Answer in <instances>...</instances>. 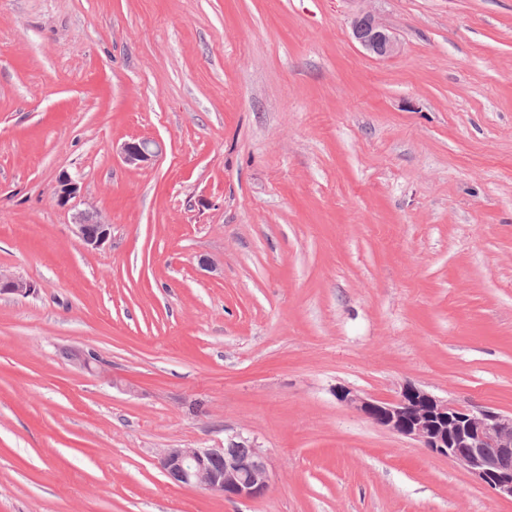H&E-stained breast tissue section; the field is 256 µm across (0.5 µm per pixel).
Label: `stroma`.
<instances>
[{
  "instance_id": "obj_1",
  "label": "stroma",
  "mask_w": 512,
  "mask_h": 512,
  "mask_svg": "<svg viewBox=\"0 0 512 512\" xmlns=\"http://www.w3.org/2000/svg\"><path fill=\"white\" fill-rule=\"evenodd\" d=\"M371 7L0 0V512H512L336 397L512 412V0ZM236 433L261 498L158 466ZM352 32L355 40L371 55L389 57L397 49L389 30L372 10H363L354 18ZM162 153V145L151 138L132 139L119 147V154L123 161L136 168L145 166L155 160ZM80 193V185L68 172L62 171L56 179V201L60 206H68L71 199ZM95 224L93 235L87 233V224ZM75 233L87 250H97L111 237L112 226L97 211L77 210L72 214ZM30 281L0 269V295L27 296L35 292Z\"/></svg>"
}]
</instances>
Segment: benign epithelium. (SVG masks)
I'll return each instance as SVG.
<instances>
[{
  "instance_id": "obj_1",
  "label": "benign epithelium",
  "mask_w": 512,
  "mask_h": 512,
  "mask_svg": "<svg viewBox=\"0 0 512 512\" xmlns=\"http://www.w3.org/2000/svg\"><path fill=\"white\" fill-rule=\"evenodd\" d=\"M352 32L371 55L389 57L397 49L389 30L371 10L354 18ZM161 153V143L151 138L132 139L119 147L123 161L136 168ZM79 193L78 181L68 172H60L57 203L65 207ZM89 223L96 227L92 235L87 233ZM72 224L88 250L101 248L111 237L112 225L96 211H75ZM34 292L30 281L0 270L1 296ZM337 396L373 424L421 443L431 453L466 470L495 497L512 501V413L458 406L412 385L403 387L392 399L364 398L348 390L339 391ZM158 464L172 484L218 493L227 500L260 498L269 488L263 453L240 435L225 439L222 448H165Z\"/></svg>"
}]
</instances>
